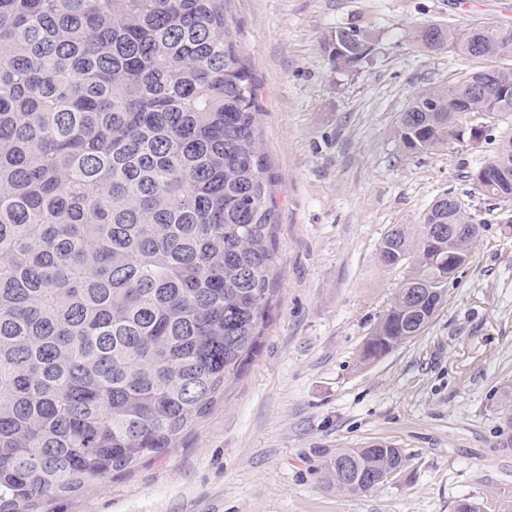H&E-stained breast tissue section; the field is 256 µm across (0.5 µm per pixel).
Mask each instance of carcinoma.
Returning <instances> with one entry per match:
<instances>
[{
  "mask_svg": "<svg viewBox=\"0 0 512 512\" xmlns=\"http://www.w3.org/2000/svg\"><path fill=\"white\" fill-rule=\"evenodd\" d=\"M226 0H0V512L52 499L168 451L247 364L274 291L278 214L255 86ZM348 70L372 52L336 31ZM417 43L493 65L429 86L397 117L411 153L448 145L473 114L512 117V25H422ZM512 196V134L481 165ZM433 201L397 224L381 266L415 271L366 341L377 360L424 331L446 295L422 281L463 266ZM408 457L340 448L329 487L365 491Z\"/></svg>",
  "mask_w": 512,
  "mask_h": 512,
  "instance_id": "1",
  "label": "carcinoma"
}]
</instances>
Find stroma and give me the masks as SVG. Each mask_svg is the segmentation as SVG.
<instances>
[{
  "mask_svg": "<svg viewBox=\"0 0 512 512\" xmlns=\"http://www.w3.org/2000/svg\"><path fill=\"white\" fill-rule=\"evenodd\" d=\"M229 32L256 89L260 147L275 176L278 264L259 346L224 395L165 454L53 500L46 512H453L512 500V223L471 172L479 144L403 151L397 116L474 61L430 52L424 24H512V0H227ZM359 30L368 63L337 69L333 36ZM483 229L425 331L376 361L360 353L411 272L378 244L420 223L445 192ZM387 442L407 468L365 494L322 478L340 448Z\"/></svg>",
  "mask_w": 512,
  "mask_h": 512,
  "instance_id": "stroma-1",
  "label": "stroma"
}]
</instances>
